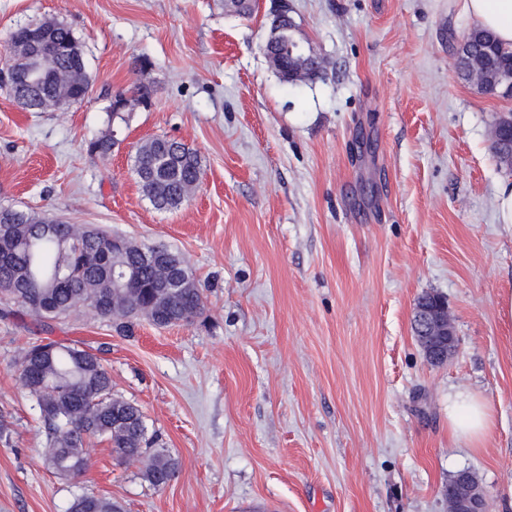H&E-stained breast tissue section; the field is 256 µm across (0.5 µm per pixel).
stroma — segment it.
<instances>
[{
    "label": "stroma",
    "mask_w": 512,
    "mask_h": 512,
    "mask_svg": "<svg viewBox=\"0 0 512 512\" xmlns=\"http://www.w3.org/2000/svg\"><path fill=\"white\" fill-rule=\"evenodd\" d=\"M283 1L325 63L297 86L265 54ZM48 18L81 41L89 95L29 112L0 89V206L165 242L204 311L126 337L82 308L42 322L0 299V512H67L84 491L125 512H448L464 470L492 512H512V224L496 201L512 170L492 150L512 99L457 77L462 0H258L249 17L224 0H0V51ZM136 85L148 106L111 156H91ZM153 136L201 157L172 211L134 173ZM424 294L447 302L458 336L440 365L413 332ZM46 338L101 350L113 393L180 461L168 487L97 438L81 478L46 466L18 372ZM457 390L493 410L482 448L448 430Z\"/></svg>",
    "instance_id": "1"
}]
</instances>
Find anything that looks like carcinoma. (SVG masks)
I'll use <instances>...</instances> for the list:
<instances>
[{
    "label": "carcinoma",
    "mask_w": 512,
    "mask_h": 512,
    "mask_svg": "<svg viewBox=\"0 0 512 512\" xmlns=\"http://www.w3.org/2000/svg\"><path fill=\"white\" fill-rule=\"evenodd\" d=\"M466 48L458 50L455 71L460 79L476 58L491 75L512 71V48L501 44L490 32L472 28ZM288 71L281 74L291 85L317 77L322 61L312 57L307 66L297 63L300 47L293 36L277 42ZM23 93L31 111L40 110L45 86L14 85L12 93ZM496 157L512 156V128L495 123ZM88 152L106 158L112 153V130L91 140ZM135 171H150L139 181L144 196L158 210L182 204L184 187L201 176L196 151L172 139L144 141L135 155ZM112 235L95 226L76 231L68 224L20 223L0 236V295L22 311L43 320L67 316L83 307L96 316L115 321L120 333L131 332L141 318L166 328L193 322L202 314V292L198 288H160L155 266L142 254L128 250L121 263L132 275L126 288L112 287ZM126 300L128 310L112 311V298ZM20 378L39 409L46 437V462L58 474L76 477L87 467L85 448L93 437L105 439L112 454L122 460L147 459L142 478L155 489H163L179 472V461L159 444L156 434L144 435L145 416L133 401L112 393V377L100 356L76 343L49 341L28 348L20 365ZM68 512H123L122 505L108 497L81 493L74 496Z\"/></svg>",
    "instance_id": "cac0c4a2"
}]
</instances>
